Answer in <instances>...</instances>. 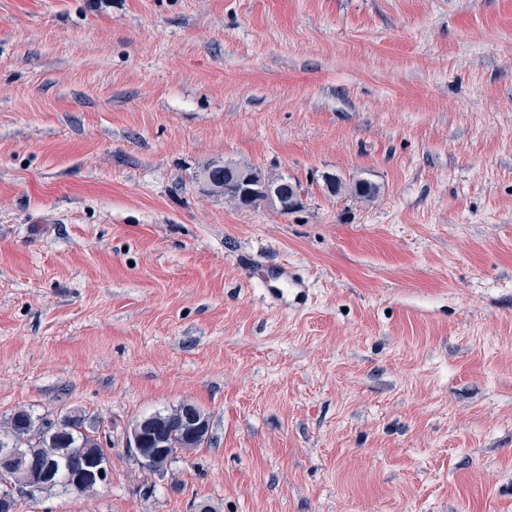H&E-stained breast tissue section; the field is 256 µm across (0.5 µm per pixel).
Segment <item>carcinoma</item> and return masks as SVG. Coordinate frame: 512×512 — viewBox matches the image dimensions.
<instances>
[{"label": "carcinoma", "instance_id": "carcinoma-1", "mask_svg": "<svg viewBox=\"0 0 512 512\" xmlns=\"http://www.w3.org/2000/svg\"><path fill=\"white\" fill-rule=\"evenodd\" d=\"M239 169L252 174L262 183L273 188H286L295 186L290 179L280 176L267 178L256 168L236 162ZM324 187L328 193L339 195L346 191L350 195L365 201L373 200L377 194V186L367 180H358L352 184H345L338 176L325 173L322 175ZM163 428L171 436V444L183 451L200 448L207 441L204 434L193 440L183 438L185 426L183 406L157 412ZM96 427L81 415H68L62 423L52 424L34 416L31 411L20 408L16 410L0 430V448H10L24 461V468L10 472L11 480L22 483L27 472L42 470L48 473L39 485L35 496L52 494L87 495L94 492L100 483L94 478L74 479L80 469L82 458L70 453V449H79L86 457H106L100 438L96 437Z\"/></svg>", "mask_w": 512, "mask_h": 512}]
</instances>
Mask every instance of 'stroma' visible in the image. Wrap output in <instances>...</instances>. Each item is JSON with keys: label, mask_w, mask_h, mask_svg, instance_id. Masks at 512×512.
Returning <instances> with one entry per match:
<instances>
[{"label": "stroma", "mask_w": 512, "mask_h": 512, "mask_svg": "<svg viewBox=\"0 0 512 512\" xmlns=\"http://www.w3.org/2000/svg\"><path fill=\"white\" fill-rule=\"evenodd\" d=\"M231 160L303 207L238 208ZM184 402L208 444L143 478L132 422ZM21 407L112 481L19 512H512V0H0ZM324 187L331 195H339L347 191L350 195L365 201L373 200L377 194V186L367 180H358L355 183L346 185L338 176L331 173L322 175Z\"/></svg>", "instance_id": "stroma-1"}]
</instances>
